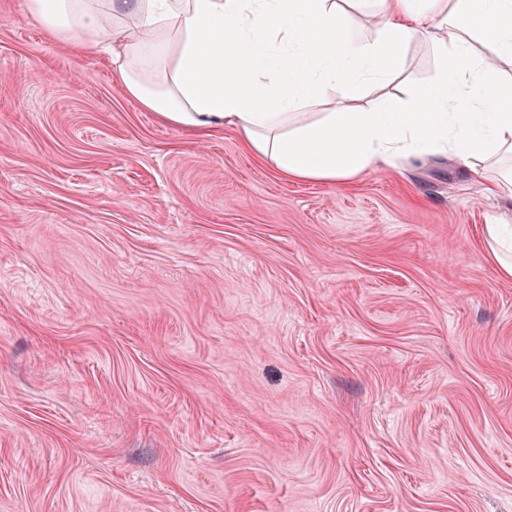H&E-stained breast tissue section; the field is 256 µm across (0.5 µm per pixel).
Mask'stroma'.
I'll return each mask as SVG.
<instances>
[{
	"instance_id": "1",
	"label": "stroma",
	"mask_w": 512,
	"mask_h": 512,
	"mask_svg": "<svg viewBox=\"0 0 512 512\" xmlns=\"http://www.w3.org/2000/svg\"><path fill=\"white\" fill-rule=\"evenodd\" d=\"M502 211L442 157L284 177L0 0V512H512ZM487 223L488 244L499 272L505 278H512V221L500 223L497 217L490 216Z\"/></svg>"
}]
</instances>
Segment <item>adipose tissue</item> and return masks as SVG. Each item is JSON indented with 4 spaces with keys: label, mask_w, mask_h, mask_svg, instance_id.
Masks as SVG:
<instances>
[{
    "label": "adipose tissue",
    "mask_w": 512,
    "mask_h": 512,
    "mask_svg": "<svg viewBox=\"0 0 512 512\" xmlns=\"http://www.w3.org/2000/svg\"><path fill=\"white\" fill-rule=\"evenodd\" d=\"M358 38L334 0H26L55 41L112 48V73L180 128H234L280 173L336 184L399 157L443 156L478 174L512 152V0H369ZM430 40L436 80L358 105L407 48ZM342 87L345 102L308 115Z\"/></svg>",
    "instance_id": "ef3b65f1"
}]
</instances>
